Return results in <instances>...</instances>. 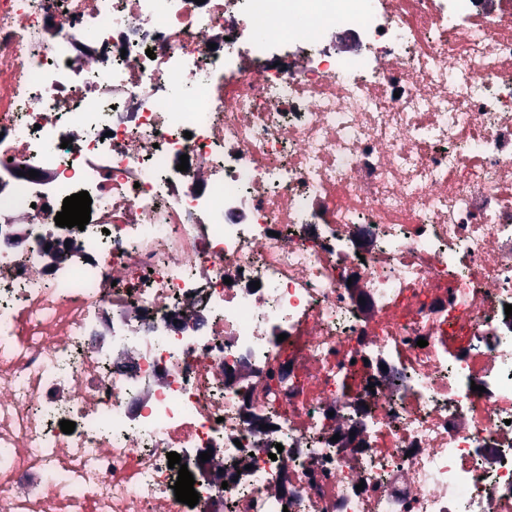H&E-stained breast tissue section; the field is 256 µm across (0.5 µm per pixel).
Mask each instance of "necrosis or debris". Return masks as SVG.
<instances>
[{
	"instance_id": "1",
	"label": "necrosis or debris",
	"mask_w": 512,
	"mask_h": 512,
	"mask_svg": "<svg viewBox=\"0 0 512 512\" xmlns=\"http://www.w3.org/2000/svg\"><path fill=\"white\" fill-rule=\"evenodd\" d=\"M509 305L512 0H0V512H512Z\"/></svg>"
}]
</instances>
